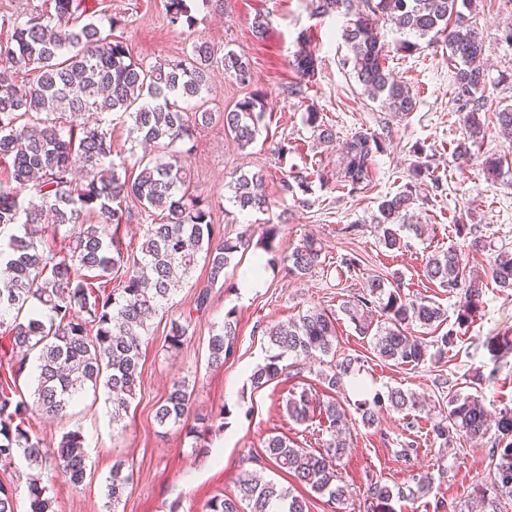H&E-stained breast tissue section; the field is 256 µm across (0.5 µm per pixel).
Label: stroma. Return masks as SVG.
Wrapping results in <instances>:
<instances>
[{
    "instance_id": "obj_1",
    "label": "stroma",
    "mask_w": 512,
    "mask_h": 512,
    "mask_svg": "<svg viewBox=\"0 0 512 512\" xmlns=\"http://www.w3.org/2000/svg\"><path fill=\"white\" fill-rule=\"evenodd\" d=\"M192 18L188 25H171L167 0H74L73 9L82 20L105 23L117 19L114 39L123 42L129 55L152 65L185 58L194 41L205 40L215 50L226 48L244 54L252 66V80L242 85L223 70L210 73L205 107L223 113L254 91L264 94L265 117L255 143L247 148L224 134L222 121L197 128L193 148L183 154L190 191L213 206L214 220L223 235L240 234L259 239L266 220L280 219L277 246L287 251L303 238L320 242V263L312 273L298 278L286 276L280 260L264 263L261 287L240 288V268L262 257L249 249L240 267L228 268L224 280L209 283L208 270L197 264L191 278L181 283L165 309L151 318L142 345V374L121 428H114L104 391L85 392L64 419L31 413L26 428L56 450L62 435L81 430L89 456V470L81 485L56 481L52 484L54 512H105L104 482L113 460H124L132 481L118 512H208L216 496L236 494L242 462L260 455L265 440L284 435L299 446L318 450L323 435L317 423H298L289 418L286 403L291 394L308 391L323 401L338 398L348 413L349 452L340 472L349 492L343 503H330L310 488L300 493L310 512H434L443 499L457 512H471L476 505V488L488 485V451L494 438L466 439L447 447L443 440L419 432L418 445L402 456L399 445L400 416L381 412L374 425L363 423L359 403L374 395L400 389L417 395L425 403V415L434 417L448 407L449 390L472 393L475 374L485 380L481 393L489 411H497L502 400H512V352L494 356L488 346L499 339H512V290L498 287L490 276L496 250L512 251V171L498 181H488L483 162L489 156L512 154V138L502 135L496 114L512 105V45L502 42V32L512 26V0H476L470 22L478 32L488 65L485 96L487 106L480 117L487 127L482 145L473 147L471 161L457 160L453 145L462 137L454 96L451 64L445 47L431 45L413 53H391L387 64L410 84L417 107L406 115L389 111L366 98L355 79L338 64L342 54L337 34L344 19L319 18L312 14L311 0H185ZM264 14L269 26L256 37L252 24ZM317 58V69L301 98L287 96L285 88L298 76L292 66L301 45L300 35ZM322 113L333 125L337 143L316 145L304 123L306 112ZM127 115H104L101 126L112 138V158L128 172H136L145 148L134 141ZM368 130L385 141V152L372 165L371 181L352 192L339 189L342 172L339 143L358 131ZM288 140L292 150L278 156L273 147ZM425 149L426 162L440 176L441 188L424 181L409 212L415 221L428 225L429 233L409 237L399 250L386 249L371 222L378 202L402 190L408 169L415 162L413 145ZM320 165L323 179L313 180L300 206L296 196L281 193L284 172ZM263 172L267 178L271 209L268 214L239 211L228 202V183L238 173ZM356 225L355 234L345 231ZM470 227L484 239V251L470 254L468 265L484 291L483 305L458 330V340L447 354L428 356L419 365L392 366L381 361L368 340L359 336L341 306L366 282L391 271L402 274L403 291L446 309L449 320L457 318V298L438 283L428 281L423 267L431 253L448 246L463 245L457 225ZM356 255L359 266L352 273L341 267L344 255ZM209 292L202 310L194 300L200 289ZM325 309L336 319V355L354 359L362 389L345 385L331 395L319 373L323 359L287 357L281 360L282 374L263 388H253L250 376L265 364L275 349L266 335L268 328L294 320L309 308ZM191 313L184 343L169 348L172 320ZM238 321L233 355L224 366L208 364L210 337L227 315ZM186 379L193 390L194 412H223L224 428L209 433L200 447L175 430H165L154 421V411L172 383ZM430 473L429 491L414 500L392 499L382 505L368 498L369 483L390 487L406 484L414 474Z\"/></svg>"
}]
</instances>
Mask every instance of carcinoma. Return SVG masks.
Returning <instances> with one entry per match:
<instances>
[{
	"label": "carcinoma",
	"mask_w": 512,
	"mask_h": 512,
	"mask_svg": "<svg viewBox=\"0 0 512 512\" xmlns=\"http://www.w3.org/2000/svg\"><path fill=\"white\" fill-rule=\"evenodd\" d=\"M54 11L24 13L12 23V33L0 42V56L13 66L36 72L34 80L13 83L0 80V161L11 160V184L0 182V234L13 230L8 241L0 240V329L13 339L21 358L11 361L14 375L26 369V358L37 353L33 400L14 399L0 388V466L25 461L31 470H48L75 486L81 484L89 457L79 431L62 435L55 452L25 429L32 411L51 418L64 417L72 402L87 389L102 388L111 403L112 423L118 425L141 381V355L147 321L169 300L174 282L189 277L199 260L217 282L237 253L254 244L264 252L276 250L279 228L265 225L261 239L219 240L209 204L189 192L190 176L182 164L177 144L193 137V127L212 122L207 111H185L184 104L202 99L212 67L241 83L250 80V63L232 49L216 56L207 42L192 45L190 63L173 60L149 68L134 62L120 41L103 34L94 22L72 21V0H52ZM314 14L339 13L346 23L341 39L346 52L339 65L361 86L362 94L392 112H412L416 96L404 80L386 66L389 53L412 52L419 41L441 43L454 65L453 84L460 102L462 140L456 156L465 159L470 148L483 143L486 129L479 112L486 105L483 91L486 74L483 46L469 24L466 12L473 0H315ZM391 23L404 38L389 42L382 34ZM317 58L303 50L295 59L300 81L288 86L290 96L303 93L302 81L315 75ZM128 114L132 132L153 143L161 154L141 162L139 173L122 176L112 160V139L99 126L102 116L115 111ZM65 112L93 118L79 129L65 127L54 116ZM263 98L252 94L224 113L225 134L242 148L260 133ZM305 123L317 139L331 143L335 133L321 113H305ZM385 151L384 141L368 132L355 133L344 146L343 186L357 190L367 185L372 162ZM313 173L292 171L280 181L288 194L305 190ZM430 176L426 164L415 162L409 182L394 195L380 200L371 223L388 250L403 246L401 231L419 235L422 228L407 223L416 182ZM231 201L240 211L265 213L271 206L263 174L242 173L229 182ZM136 201L147 216L144 241L131 252L118 235L131 219L128 202ZM70 224L80 225L69 236L64 255L46 249V232L59 234ZM484 240L473 238L462 247L451 246L429 257L425 276L459 297L457 320L463 325L481 302L482 289L467 269L466 251H482ZM321 246L306 238L281 261L293 277L309 274L318 264ZM491 278L501 288H512V251H500L490 264ZM402 277L393 272L377 277L343 306L356 332L372 337L373 350L384 362L417 365L427 358V348L412 335L410 326L443 323L447 315L440 305L413 299L401 291ZM383 324L373 326L374 314ZM279 353L250 376L255 389L262 388L283 371L280 358L287 354L313 357L335 354V320L323 309L312 308L298 319L267 331ZM237 320L227 314L210 338L208 362L224 365L234 353ZM355 360L345 358L320 373L321 382L337 392L353 371ZM192 390L186 380L172 383L155 411L163 428H177L200 440L223 419L224 412L208 419H190ZM389 407L403 415L408 435L399 442L403 451L414 449L410 436L418 424V402L412 393L392 389ZM295 422L325 417L330 439L326 447L310 451L288 437L275 435L264 442V452L253 458L256 465L274 463L311 491L341 501L347 486L339 475L338 462L348 450L347 414L333 399L317 411L307 391L292 395L286 403ZM498 436L490 452V485L478 489L492 509L500 500L512 499V407L499 409ZM428 432L450 445L460 438L482 439L489 433L487 412L476 396L448 395V411L430 421ZM132 474L122 461L113 463L106 477V509L117 512ZM428 474L414 475L411 484L392 489L374 482L367 496L383 503L392 497L411 500L427 489ZM238 494L214 498L210 512H309L307 501L290 489L265 481L257 471L239 475ZM50 487L29 481L30 512H53Z\"/></svg>",
	"instance_id": "carcinoma-1"
}]
</instances>
